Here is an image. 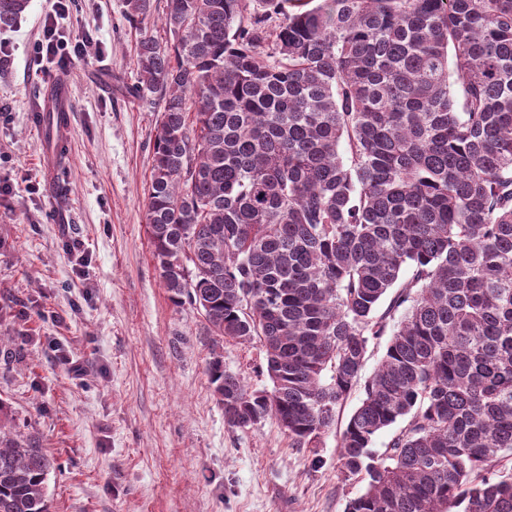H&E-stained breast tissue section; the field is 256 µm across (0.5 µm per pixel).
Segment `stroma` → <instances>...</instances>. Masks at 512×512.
<instances>
[{
	"label": "stroma",
	"mask_w": 512,
	"mask_h": 512,
	"mask_svg": "<svg viewBox=\"0 0 512 512\" xmlns=\"http://www.w3.org/2000/svg\"><path fill=\"white\" fill-rule=\"evenodd\" d=\"M165 5L137 28L125 0H71L60 26L92 45L65 66L34 53L53 0H29L0 29V401L54 459L50 512H344L363 486L339 479L335 433L296 448L273 420L225 424L204 317L170 300L152 255L160 104L136 90V44L144 30L168 40ZM60 82L62 152L42 115ZM224 366L250 389L271 385L259 342L225 343Z\"/></svg>",
	"instance_id": "obj_1"
}]
</instances>
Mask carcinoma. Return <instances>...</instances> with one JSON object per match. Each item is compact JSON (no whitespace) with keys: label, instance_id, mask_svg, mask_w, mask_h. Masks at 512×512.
<instances>
[{"label":"carcinoma","instance_id":"obj_1","mask_svg":"<svg viewBox=\"0 0 512 512\" xmlns=\"http://www.w3.org/2000/svg\"><path fill=\"white\" fill-rule=\"evenodd\" d=\"M164 25L137 43L146 228L225 424L317 447L388 335L336 434L345 512H512V0H167ZM255 338L251 391L223 352ZM11 423L0 403V512H48L53 461ZM388 338L389 336H384L379 341L372 342L369 345L367 352V362L361 373V379L357 387L354 388L351 395L341 408L338 428L340 427L342 429L345 426L349 416L360 404V400L363 398L364 395V382L373 373L374 369L377 367L380 359L382 358L386 349V343Z\"/></svg>","mask_w":512,"mask_h":512}]
</instances>
